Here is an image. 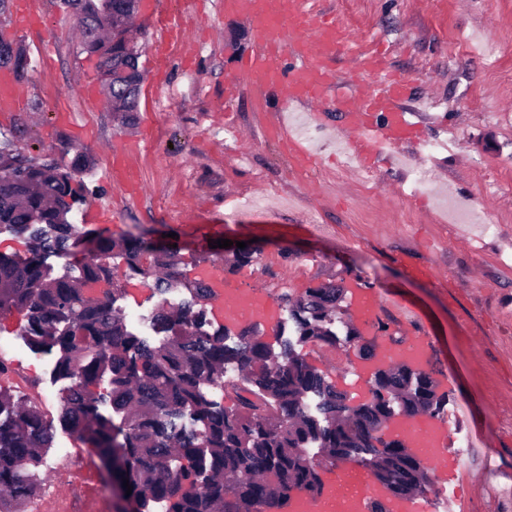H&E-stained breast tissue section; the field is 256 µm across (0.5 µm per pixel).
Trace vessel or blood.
<instances>
[{
    "label": "vessel or blood",
    "instance_id": "1",
    "mask_svg": "<svg viewBox=\"0 0 512 512\" xmlns=\"http://www.w3.org/2000/svg\"><path fill=\"white\" fill-rule=\"evenodd\" d=\"M224 9L248 19L256 46L237 75L225 80L226 104L235 103L245 86L260 98L280 87L284 90L282 112L308 106L318 113L328 109L340 112L348 133L346 150L364 171L392 160L400 143L417 140L419 126L411 116L424 111L425 104L418 101L406 106L408 79L390 72L381 55L368 51L357 54L355 62L357 72L372 77V84L344 82L334 59L348 35L336 22L316 12L313 0H224ZM25 100L21 84L8 72H1L0 112L18 111ZM195 274L210 286L211 310L225 328L237 329L258 319L273 322V307L264 291L225 287L223 274L211 265L199 266ZM354 299L356 316L365 323L376 317L384 302L379 293L360 288L355 289ZM425 342L422 335L401 345L383 341L374 358L358 364L357 369L370 375L398 361L419 366ZM389 429L436 472L465 470L462 459H449L446 452L447 423L402 416L393 418ZM378 502L385 505L386 512H428L426 497L394 496L367 476L354 492L344 491L335 478L325 479L318 494L293 495L279 512H372Z\"/></svg>",
    "mask_w": 512,
    "mask_h": 512
}]
</instances>
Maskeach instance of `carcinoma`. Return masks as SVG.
Instances as JSON below:
<instances>
[{"mask_svg":"<svg viewBox=\"0 0 512 512\" xmlns=\"http://www.w3.org/2000/svg\"><path fill=\"white\" fill-rule=\"evenodd\" d=\"M59 5L75 17L82 50L98 57L97 76L113 118L132 124L144 82L142 43L131 26L138 0ZM90 165L91 158L78 153L64 169L0 138V231L25 235L30 246L27 258L0 253V314L24 313V338L56 355L58 373L72 380L62 417L100 459L114 461L117 481L129 480L136 512L152 497L166 499L169 512H260L262 506L273 512L293 493L321 490L325 468L305 455L310 443L333 460L366 464L374 478L407 496L427 491L428 469L379 432L396 416L440 411L443 399L429 373L405 363L379 369L371 398L350 405L290 343L273 357L243 330L229 346L226 330L205 329L210 288L183 281L176 252L162 242L129 236L119 245L98 238L79 275L52 276L47 258L86 238L69 214L81 201L72 183ZM117 247L126 252L128 272L154 277L159 295L177 288L189 293L181 308L159 313L169 337L158 346L130 332L116 314L117 273L104 258ZM342 295L343 289L325 285L295 300L284 297L299 341L335 343L326 324ZM226 364L241 371L231 385L239 408L230 412L202 391L224 385ZM105 374L112 384L107 401L91 390ZM309 393L319 399V419L302 406ZM106 402L123 414L120 425L101 412ZM50 445L41 414L0 391V506L6 512H24L35 487L33 468Z\"/></svg>","mask_w":512,"mask_h":512,"instance_id":"carcinoma-1","label":"carcinoma"}]
</instances>
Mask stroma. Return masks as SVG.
Masks as SVG:
<instances>
[{
  "label": "stroma",
  "instance_id": "obj_1",
  "mask_svg": "<svg viewBox=\"0 0 512 512\" xmlns=\"http://www.w3.org/2000/svg\"><path fill=\"white\" fill-rule=\"evenodd\" d=\"M346 26L349 43L336 68L354 79L359 50L384 52L409 78L412 97L427 107L417 120L421 141L405 144V163L381 162L368 173L347 169L336 113H326L314 167L293 166L290 149L270 124L279 106L269 91L255 109L243 91L224 115V81L255 49L250 24L224 10V0H142L135 19L143 32L145 71L134 128L112 119L97 78V59L83 52L74 17L57 0H33L36 21L21 28L13 9L0 14V36L21 43L31 58L28 96L0 114V132L28 155H53L70 166L76 151L91 167L78 175L84 201L69 215L89 235L96 205L111 209L113 240L128 234L158 240L173 234L178 269L190 279L214 264L219 239L253 241L247 266L223 265L238 288L265 285L274 323H252L251 336L279 354L285 342L324 373L350 404L368 400L371 386L352 369L361 345L398 335L393 308L372 323L357 320L353 291L399 299L420 316L426 333L423 369L445 400L438 420L449 425L448 454L466 472L435 476L429 512H512V0H324ZM178 22L192 52L155 47L165 24ZM138 143V190L107 181L114 153ZM442 143L428 154L427 142ZM427 167L431 189L413 195L406 165ZM107 262L120 273L115 303L123 318L162 305L150 279L126 276L124 252ZM429 267L442 285L409 275L405 264ZM324 284L345 294L334 316L335 344L299 342L285 297ZM22 313L0 315V338L13 343L7 365L16 383L7 394L23 402L30 390L49 395L40 413L52 426L53 448H82L61 420L70 379L53 354L29 346ZM495 449L488 457L487 449Z\"/></svg>",
  "mask_w": 512,
  "mask_h": 512
}]
</instances>
